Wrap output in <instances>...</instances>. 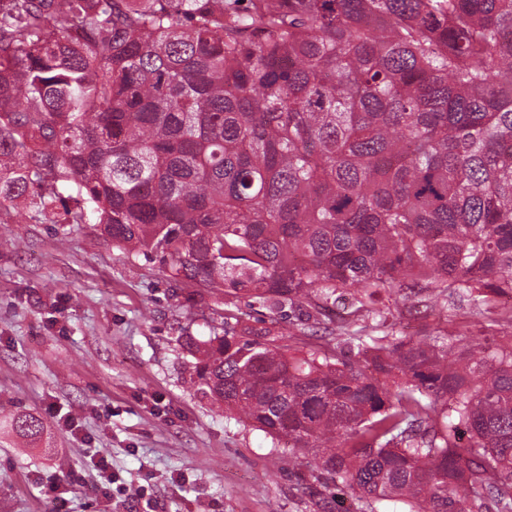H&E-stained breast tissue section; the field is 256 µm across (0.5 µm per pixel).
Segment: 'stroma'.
<instances>
[{"instance_id": "stroma-1", "label": "stroma", "mask_w": 512, "mask_h": 512, "mask_svg": "<svg viewBox=\"0 0 512 512\" xmlns=\"http://www.w3.org/2000/svg\"><path fill=\"white\" fill-rule=\"evenodd\" d=\"M223 289L176 286L158 261L106 240L94 222L52 224L0 211V416L42 418L36 448L0 443V512H55L39 492L75 480L66 512H130L146 486L157 512H321L314 473L285 443L219 412L192 387L179 339L224 330ZM387 301L405 336L472 334L498 345L512 326L462 302L448 319ZM73 416L78 431L59 426ZM128 488L105 499L94 452Z\"/></svg>"}]
</instances>
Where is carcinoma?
<instances>
[{"instance_id": "carcinoma-1", "label": "carcinoma", "mask_w": 512, "mask_h": 512, "mask_svg": "<svg viewBox=\"0 0 512 512\" xmlns=\"http://www.w3.org/2000/svg\"><path fill=\"white\" fill-rule=\"evenodd\" d=\"M67 190L173 280L301 311L186 337L192 383L358 512H512V343L349 331L512 292V0H0V209Z\"/></svg>"}]
</instances>
